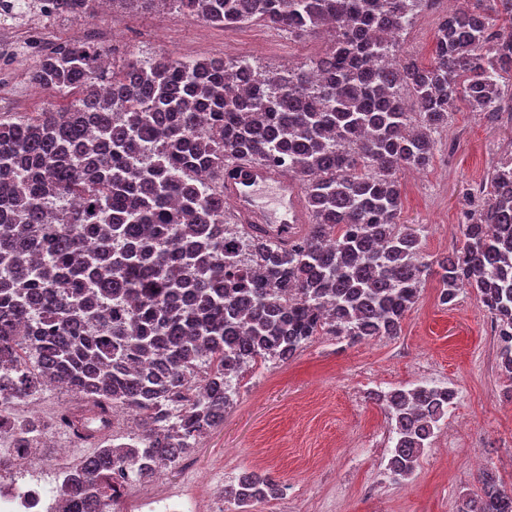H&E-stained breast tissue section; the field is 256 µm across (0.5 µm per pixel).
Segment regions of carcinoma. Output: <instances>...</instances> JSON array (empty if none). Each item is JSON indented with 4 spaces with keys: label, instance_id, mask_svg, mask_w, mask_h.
Masks as SVG:
<instances>
[{
    "label": "carcinoma",
    "instance_id": "carcinoma-1",
    "mask_svg": "<svg viewBox=\"0 0 512 512\" xmlns=\"http://www.w3.org/2000/svg\"><path fill=\"white\" fill-rule=\"evenodd\" d=\"M39 0H0V23ZM94 16L95 0H52ZM140 13L175 9L224 29L262 23L326 50L275 72L236 58L160 56L104 65L102 47L67 44L29 73L71 98L64 109L0 113V372L8 396L64 385L98 409L142 422L143 447L111 443L75 466L81 508L112 501L117 467L150 479L224 422L232 378L272 354L292 358L325 332L393 337L436 269L440 301L476 290L512 378V154L470 193L461 246L429 261L398 228V174L434 157L433 134L464 99L512 114V0L495 15L446 16L433 57L402 56L393 33L431 0H112ZM299 178L314 219L273 243L230 221L224 193L196 184L232 161ZM205 375L201 397L183 400ZM455 391L376 395L395 421L393 474L410 476ZM282 485L249 471L224 500L252 507ZM459 512H512V486L485 470Z\"/></svg>",
    "mask_w": 512,
    "mask_h": 512
}]
</instances>
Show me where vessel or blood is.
Returning <instances> with one entry per match:
<instances>
[{
  "mask_svg": "<svg viewBox=\"0 0 512 512\" xmlns=\"http://www.w3.org/2000/svg\"><path fill=\"white\" fill-rule=\"evenodd\" d=\"M270 202H262L264 191ZM224 200L239 221L263 238L287 243L289 233H305L312 222L297 178L243 160L224 172Z\"/></svg>",
  "mask_w": 512,
  "mask_h": 512,
  "instance_id": "vessel-or-blood-1",
  "label": "vessel or blood"
}]
</instances>
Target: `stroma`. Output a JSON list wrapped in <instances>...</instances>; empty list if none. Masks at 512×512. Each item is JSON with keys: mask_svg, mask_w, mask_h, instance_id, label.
<instances>
[{"mask_svg": "<svg viewBox=\"0 0 512 512\" xmlns=\"http://www.w3.org/2000/svg\"><path fill=\"white\" fill-rule=\"evenodd\" d=\"M122 21L133 41L126 55L248 60L263 71L296 65L325 49L323 39L264 43L250 25L224 33L207 22L168 11L161 14L96 13L90 25ZM440 19L426 8L412 20L405 56L432 59ZM32 61L11 67L12 109L38 112L55 101L53 91L31 84ZM512 149V124H490L465 104L450 112L424 170L399 175L400 221L420 230L425 254H448L460 239L465 198L483 181L499 155ZM437 275H429L406 313L399 335L361 342L316 336L288 362L259 365L240 378L236 403L223 424L190 449L187 465L164 468L171 485L209 477L212 486L232 483L233 470L258 462L287 491L285 500L258 512H457L478 488L481 469L512 485V381L498 367V344L489 313L476 291L460 290L439 301ZM383 389L437 385L456 391L448 421L455 440L425 452L405 480L377 478L369 446L387 421L384 407L369 398L365 381Z\"/></svg>", "mask_w": 512, "mask_h": 512, "instance_id": "1", "label": "stroma"}]
</instances>
